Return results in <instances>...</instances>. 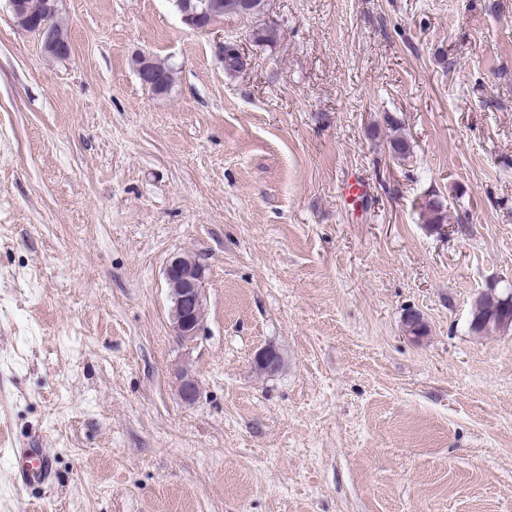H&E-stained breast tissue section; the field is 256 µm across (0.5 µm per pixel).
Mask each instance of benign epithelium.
I'll list each match as a JSON object with an SVG mask.
<instances>
[{
  "label": "benign epithelium",
  "mask_w": 512,
  "mask_h": 512,
  "mask_svg": "<svg viewBox=\"0 0 512 512\" xmlns=\"http://www.w3.org/2000/svg\"><path fill=\"white\" fill-rule=\"evenodd\" d=\"M14 22L21 30L37 35L44 51L50 56L67 57L70 47L60 42L54 32L51 20L60 9L61 0H44L42 15L34 18L29 14L27 0H6ZM182 22L192 29L204 27L212 32L218 19L208 17L207 5L203 0H188L181 14ZM166 280L178 281V288L170 293L169 324L178 340L184 345L192 344L204 329L205 267L195 257L174 254L166 262ZM179 394L191 404L199 396L195 380L183 373L180 375Z\"/></svg>",
  "instance_id": "1"
}]
</instances>
